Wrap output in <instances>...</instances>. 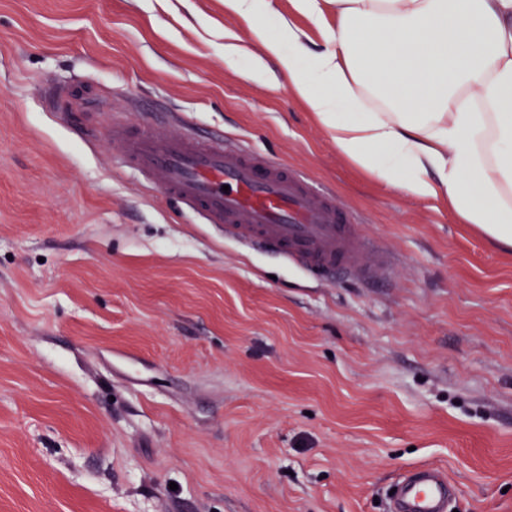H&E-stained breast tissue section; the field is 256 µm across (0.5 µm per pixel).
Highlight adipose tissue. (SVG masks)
<instances>
[{"mask_svg": "<svg viewBox=\"0 0 512 512\" xmlns=\"http://www.w3.org/2000/svg\"><path fill=\"white\" fill-rule=\"evenodd\" d=\"M318 22L268 38V0H225L331 132L339 154L389 187L447 198L460 223L512 250V0H292Z\"/></svg>", "mask_w": 512, "mask_h": 512, "instance_id": "ef3b65f1", "label": "adipose tissue"}]
</instances>
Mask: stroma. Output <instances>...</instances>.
Returning <instances> with one entry per match:
<instances>
[{"mask_svg": "<svg viewBox=\"0 0 512 512\" xmlns=\"http://www.w3.org/2000/svg\"><path fill=\"white\" fill-rule=\"evenodd\" d=\"M267 19L320 50L291 0ZM251 26L224 0H0V512H388L424 465L455 512H512V251L338 154ZM117 119L335 188L391 277L225 238L116 162Z\"/></svg>", "mask_w": 512, "mask_h": 512, "instance_id": "obj_1", "label": "stroma"}]
</instances>
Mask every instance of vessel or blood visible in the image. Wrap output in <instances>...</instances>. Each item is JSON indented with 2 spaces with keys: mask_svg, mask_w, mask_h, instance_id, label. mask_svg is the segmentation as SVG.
Here are the masks:
<instances>
[{
  "mask_svg": "<svg viewBox=\"0 0 512 512\" xmlns=\"http://www.w3.org/2000/svg\"><path fill=\"white\" fill-rule=\"evenodd\" d=\"M125 169L222 228L226 237L274 252L312 274L364 282L390 274V255L328 188L243 143L146 127L113 126ZM453 488L433 467L411 470L390 512H448Z\"/></svg>",
  "mask_w": 512,
  "mask_h": 512,
  "instance_id": "vessel-or-blood-1",
  "label": "vessel or blood"
}]
</instances>
